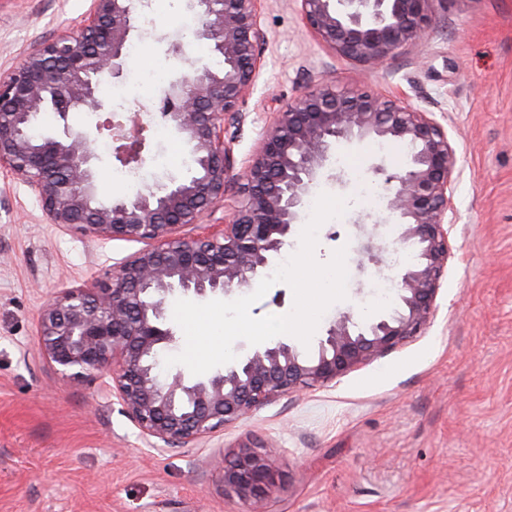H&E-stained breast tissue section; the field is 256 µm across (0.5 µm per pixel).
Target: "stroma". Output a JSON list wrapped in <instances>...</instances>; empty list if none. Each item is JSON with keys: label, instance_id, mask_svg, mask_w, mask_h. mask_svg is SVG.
<instances>
[{"label": "stroma", "instance_id": "obj_1", "mask_svg": "<svg viewBox=\"0 0 512 512\" xmlns=\"http://www.w3.org/2000/svg\"><path fill=\"white\" fill-rule=\"evenodd\" d=\"M90 0H0V73L36 43L75 29ZM432 24L415 45L375 66L335 54L308 28L300 0H262V68L225 137L240 174L277 112L316 84L368 89L433 113L456 154L452 256L437 310L421 336L326 386L282 394L249 417L187 446H156L127 416L110 376L62 379L37 351L43 305L91 288L144 244L96 240L48 223L23 177L0 169V512H247L224 494V463L246 445L271 447L280 481L263 512H512V0H433ZM188 0L170 16L148 0L141 37L99 112H74L73 129L105 113L148 112L132 74L182 71L169 51ZM99 194L141 189L97 137ZM327 193L346 198L343 224L325 222L315 252L346 248L347 298L316 330L345 312L362 320L397 306L393 251L369 262L366 234L384 241L396 221L361 191L371 163L401 169L397 141L334 147ZM338 237H331V230Z\"/></svg>", "mask_w": 512, "mask_h": 512}]
</instances>
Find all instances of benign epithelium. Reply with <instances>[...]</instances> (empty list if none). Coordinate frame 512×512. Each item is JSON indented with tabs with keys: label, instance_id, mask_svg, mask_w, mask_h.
Instances as JSON below:
<instances>
[{
	"label": "benign epithelium",
	"instance_id": "obj_1",
	"mask_svg": "<svg viewBox=\"0 0 512 512\" xmlns=\"http://www.w3.org/2000/svg\"><path fill=\"white\" fill-rule=\"evenodd\" d=\"M142 2L92 0L76 31L39 43L0 75V167L26 179L50 223L93 238L146 243L113 272L109 286L72 289L49 301L39 315L38 347L70 379L112 372L113 389L143 434L187 445L281 394L325 386L420 335L434 316L450 257L455 150L439 122L397 97L317 84L266 132L239 209L217 228L179 236L224 198L231 181L224 127L241 121L240 106L260 68L258 0H192L199 34L223 67L180 73L164 94L161 115L189 146L193 173L105 203L91 134L66 125L63 137H44L34 126L48 109L64 122L72 112L101 109L98 87L127 67ZM301 2L307 25L324 44L373 65L425 36L434 0ZM104 129L118 163L144 165L147 126L130 133L119 120L96 123V131ZM366 139L412 148L402 170L371 166L389 186L386 206L398 221V240L418 249L416 262L400 274V309L370 324L341 315L313 355L279 341L193 382L160 377L158 352L173 341L162 328L166 296L176 289L226 295L252 286L288 242L333 145ZM272 455L270 448H243L224 464V493L244 502L265 499L276 480Z\"/></svg>",
	"mask_w": 512,
	"mask_h": 512
}]
</instances>
